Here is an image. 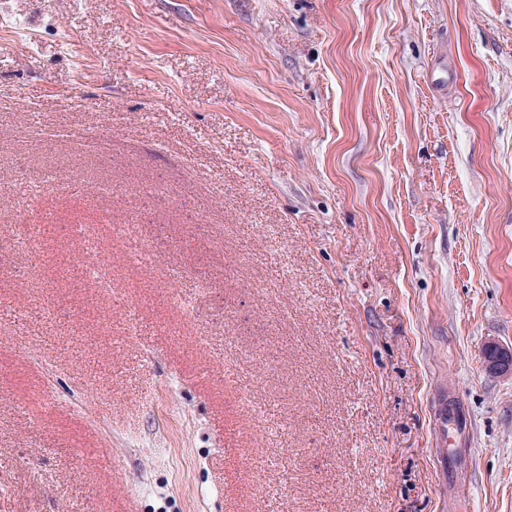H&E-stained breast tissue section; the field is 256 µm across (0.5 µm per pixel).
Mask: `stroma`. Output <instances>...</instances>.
Returning <instances> with one entry per match:
<instances>
[{"label": "stroma", "mask_w": 512, "mask_h": 512, "mask_svg": "<svg viewBox=\"0 0 512 512\" xmlns=\"http://www.w3.org/2000/svg\"><path fill=\"white\" fill-rule=\"evenodd\" d=\"M2 17L26 35L0 26V512H512V373L483 358L512 349V0ZM41 224L96 225L136 331L77 240L18 251ZM486 366L491 371L504 372L512 370V351L504 349L496 343H488L483 351ZM457 403L454 399H448V392L444 390L438 400V408L435 411V419L439 423L440 432L444 437L445 445L448 443V415H456Z\"/></svg>", "instance_id": "1"}]
</instances>
